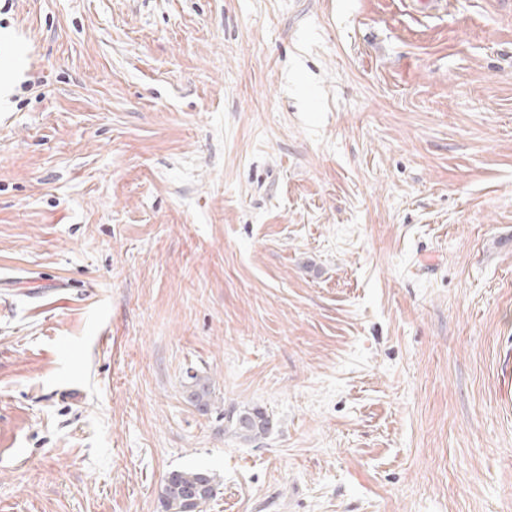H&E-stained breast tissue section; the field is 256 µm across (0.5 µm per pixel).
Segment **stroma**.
I'll return each instance as SVG.
<instances>
[{
    "mask_svg": "<svg viewBox=\"0 0 512 512\" xmlns=\"http://www.w3.org/2000/svg\"><path fill=\"white\" fill-rule=\"evenodd\" d=\"M511 360L512 0H0V512H512ZM188 389L190 391V400L196 406L208 409L210 406L211 380L209 377L201 376L198 373L189 374L187 372ZM224 418L234 434L247 442L262 439L271 426L269 415L259 406L234 411ZM205 483L202 492L189 500L187 492ZM215 493V479L207 471L197 469L174 470L160 488V499L166 512H202L200 509Z\"/></svg>",
    "mask_w": 512,
    "mask_h": 512,
    "instance_id": "35a3bbf8",
    "label": "stroma"
}]
</instances>
